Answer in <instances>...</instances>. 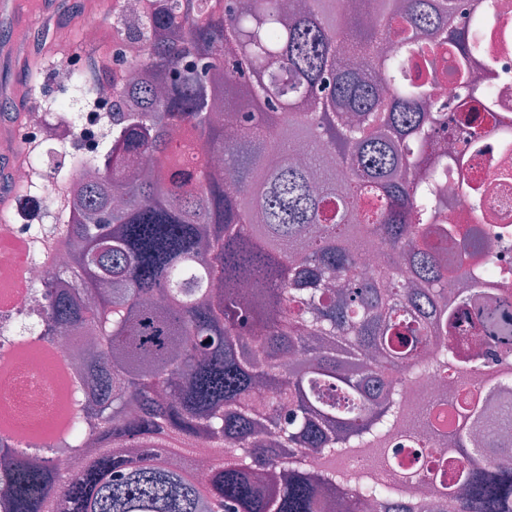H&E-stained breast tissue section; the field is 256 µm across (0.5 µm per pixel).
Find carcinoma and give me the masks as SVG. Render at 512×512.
<instances>
[{"mask_svg": "<svg viewBox=\"0 0 512 512\" xmlns=\"http://www.w3.org/2000/svg\"><path fill=\"white\" fill-rule=\"evenodd\" d=\"M462 10L145 0L140 53L113 61L139 76L112 86V145L76 183L72 263L41 323L92 337L101 447L83 452L77 404L61 425L73 475L0 445L4 512H512V299L451 287L450 167L426 157L495 111L488 7L465 25ZM447 71L459 94L442 105ZM197 153L227 172L179 167ZM479 245L458 241L456 267ZM360 249L380 253L376 275ZM290 351L304 359L285 370ZM430 372L457 395L447 431L430 421L440 400L405 411ZM401 419L437 448L431 467L398 461ZM306 448L341 468L314 473Z\"/></svg>", "mask_w": 512, "mask_h": 512, "instance_id": "1", "label": "carcinoma"}]
</instances>
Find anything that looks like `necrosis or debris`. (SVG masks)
Returning a JSON list of instances; mask_svg holds the SVG:
<instances>
[{"instance_id": "1", "label": "necrosis or debris", "mask_w": 512, "mask_h": 512, "mask_svg": "<svg viewBox=\"0 0 512 512\" xmlns=\"http://www.w3.org/2000/svg\"><path fill=\"white\" fill-rule=\"evenodd\" d=\"M500 12L489 20L497 35L508 37L501 58L502 73L493 87L500 117L512 120V0H501ZM112 121V96L100 95L92 110L75 114L72 137L80 143L79 154L97 163L103 150L101 131ZM474 144L462 146L449 139V152L458 155L465 179L449 180L448 223L459 236L482 230L487 242L471 255L468 266L488 264L510 270V277L496 282L497 290L512 294V156L498 152L497 126L483 123ZM481 186L485 194L488 223L477 222L464 206L470 186ZM67 249L55 224L0 225V439L11 447L37 452L54 448V464L60 475L76 468L75 457L63 447L58 431L74 389H95L96 380L71 377L74 360L89 361L94 353L76 351L70 336L42 338L40 313L48 299L49 277L64 271Z\"/></svg>"}]
</instances>
